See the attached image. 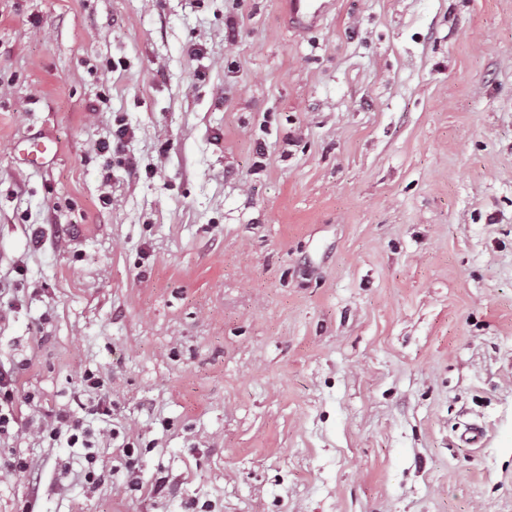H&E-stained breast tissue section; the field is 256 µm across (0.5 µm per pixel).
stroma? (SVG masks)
Segmentation results:
<instances>
[{
    "label": "stroma",
    "mask_w": 512,
    "mask_h": 512,
    "mask_svg": "<svg viewBox=\"0 0 512 512\" xmlns=\"http://www.w3.org/2000/svg\"><path fill=\"white\" fill-rule=\"evenodd\" d=\"M335 2L0 0V512H512V0ZM330 0H289L288 13L295 26L310 28L317 25L328 14ZM56 426H51L50 436L56 437L61 433V427L66 426L68 433V443L70 447H75L77 444L83 445L82 448H91L90 441L87 439L88 432L84 428V423L80 419H75L73 416L66 412L58 413L55 416Z\"/></svg>",
    "instance_id": "stroma-1"
}]
</instances>
